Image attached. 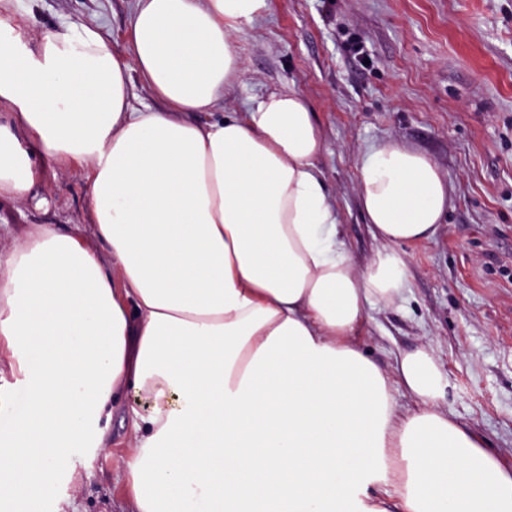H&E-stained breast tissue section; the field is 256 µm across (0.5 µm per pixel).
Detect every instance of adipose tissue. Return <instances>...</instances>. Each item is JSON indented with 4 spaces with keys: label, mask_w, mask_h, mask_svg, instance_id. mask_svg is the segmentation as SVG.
<instances>
[{
    "label": "adipose tissue",
    "mask_w": 512,
    "mask_h": 512,
    "mask_svg": "<svg viewBox=\"0 0 512 512\" xmlns=\"http://www.w3.org/2000/svg\"><path fill=\"white\" fill-rule=\"evenodd\" d=\"M268 0H134L127 55L63 23L37 50L0 0V199L42 164L91 184L95 241L46 224L0 254V500L42 512L120 395L134 512H512V467L438 401L431 345L384 373L354 336L407 286L400 248L450 204L426 153L373 146L358 196L379 244L352 259L297 91L222 111L237 35ZM160 101L133 109L130 86ZM416 403L400 413L395 394Z\"/></svg>",
    "instance_id": "obj_1"
}]
</instances>
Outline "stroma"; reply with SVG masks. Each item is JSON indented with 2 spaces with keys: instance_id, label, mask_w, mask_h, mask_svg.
<instances>
[{
  "instance_id": "obj_1",
  "label": "stroma",
  "mask_w": 512,
  "mask_h": 512,
  "mask_svg": "<svg viewBox=\"0 0 512 512\" xmlns=\"http://www.w3.org/2000/svg\"><path fill=\"white\" fill-rule=\"evenodd\" d=\"M134 0H14L25 43L64 20L100 24L113 52L129 46ZM240 83L225 109L294 90L310 102L326 149L317 161L356 262L378 248L361 210L357 169L395 141L430 155L451 204L434 239L406 246L402 300L367 312L356 342L382 370L432 343L447 385L442 407L512 465V0H269L239 34ZM91 187L79 169L45 164L28 201L0 200V247L35 224L91 239ZM101 427L108 448L73 451L70 477L44 512H127L116 459L126 404Z\"/></svg>"
}]
</instances>
